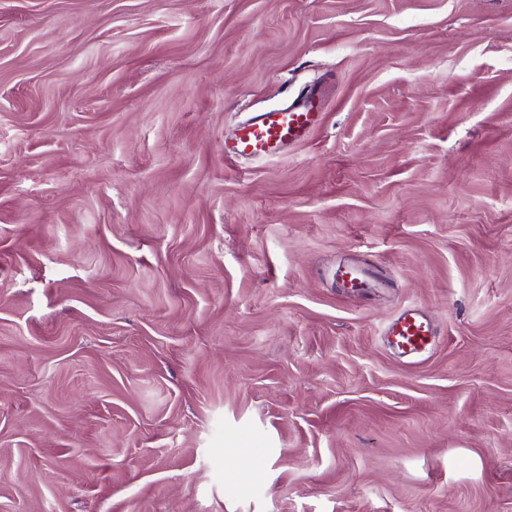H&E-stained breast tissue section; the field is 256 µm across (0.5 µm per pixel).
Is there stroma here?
<instances>
[{"mask_svg": "<svg viewBox=\"0 0 512 512\" xmlns=\"http://www.w3.org/2000/svg\"><path fill=\"white\" fill-rule=\"evenodd\" d=\"M0 512H512V0H0ZM313 108L311 99H302L240 123L225 140V156L269 160L281 155L285 148L304 140L321 123L322 112H313ZM375 276L369 268L352 263L342 264L336 269V279L341 287L358 293H364L367 288H372V279ZM437 332L425 313L417 307H406L385 326L383 336L405 355L420 354L431 344Z\"/></svg>", "mask_w": 512, "mask_h": 512, "instance_id": "stroma-1", "label": "stroma"}]
</instances>
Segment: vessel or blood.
Segmentation results:
<instances>
[{
    "instance_id": "vessel-or-blood-1",
    "label": "vessel or blood",
    "mask_w": 512,
    "mask_h": 512,
    "mask_svg": "<svg viewBox=\"0 0 512 512\" xmlns=\"http://www.w3.org/2000/svg\"><path fill=\"white\" fill-rule=\"evenodd\" d=\"M322 121L312 100L304 99L283 109L260 113L240 123L224 143L229 158L269 160L285 148L304 140ZM373 271L352 263L340 265L336 278L341 287L362 293L372 285ZM384 336L406 355L425 351L436 335L432 322L416 307H406L385 326Z\"/></svg>"
}]
</instances>
